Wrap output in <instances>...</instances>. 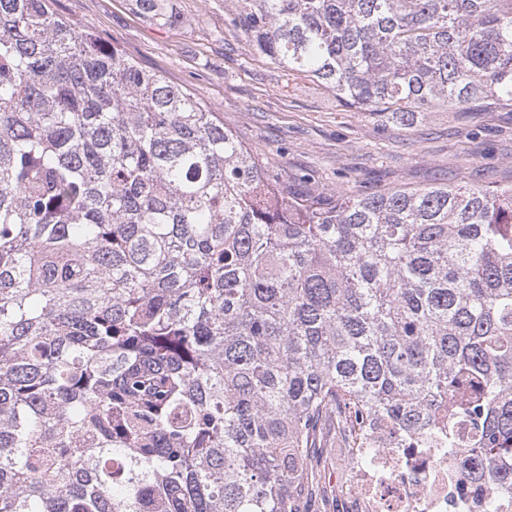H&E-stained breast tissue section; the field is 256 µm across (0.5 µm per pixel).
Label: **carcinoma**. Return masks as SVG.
Listing matches in <instances>:
<instances>
[{
    "instance_id": "carcinoma-1",
    "label": "carcinoma",
    "mask_w": 512,
    "mask_h": 512,
    "mask_svg": "<svg viewBox=\"0 0 512 512\" xmlns=\"http://www.w3.org/2000/svg\"><path fill=\"white\" fill-rule=\"evenodd\" d=\"M238 3L358 111L512 102V0ZM329 417L454 449L498 512L512 185L291 195L193 95L0 0V512H304Z\"/></svg>"
}]
</instances>
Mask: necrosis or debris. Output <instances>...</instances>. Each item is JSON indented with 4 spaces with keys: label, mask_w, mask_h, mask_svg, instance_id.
<instances>
[{
    "label": "necrosis or debris",
    "mask_w": 512,
    "mask_h": 512,
    "mask_svg": "<svg viewBox=\"0 0 512 512\" xmlns=\"http://www.w3.org/2000/svg\"><path fill=\"white\" fill-rule=\"evenodd\" d=\"M370 458L350 449L337 487L352 512H481L480 502L461 497L463 467L447 449L394 448L381 430L371 435Z\"/></svg>",
    "instance_id": "obj_1"
}]
</instances>
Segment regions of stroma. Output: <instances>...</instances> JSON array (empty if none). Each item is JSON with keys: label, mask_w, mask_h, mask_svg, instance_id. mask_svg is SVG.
I'll return each mask as SVG.
<instances>
[{"label": "stroma", "mask_w": 512, "mask_h": 512, "mask_svg": "<svg viewBox=\"0 0 512 512\" xmlns=\"http://www.w3.org/2000/svg\"><path fill=\"white\" fill-rule=\"evenodd\" d=\"M161 27L130 0H52L61 17L120 48L142 69L191 91L297 196H346L434 185L512 184V105L437 107L400 124L344 107L334 92L284 71L236 23L235 0H173Z\"/></svg>", "instance_id": "stroma-1"}]
</instances>
